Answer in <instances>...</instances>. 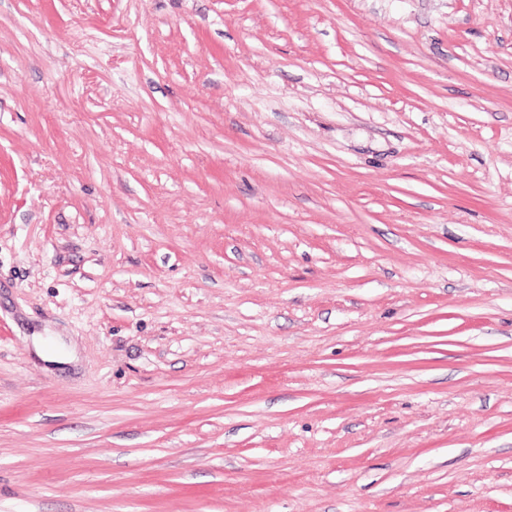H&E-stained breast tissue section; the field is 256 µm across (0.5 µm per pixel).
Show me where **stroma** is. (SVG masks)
<instances>
[{
    "label": "stroma",
    "instance_id": "stroma-1",
    "mask_svg": "<svg viewBox=\"0 0 512 512\" xmlns=\"http://www.w3.org/2000/svg\"><path fill=\"white\" fill-rule=\"evenodd\" d=\"M0 512H512V0H0Z\"/></svg>",
    "mask_w": 512,
    "mask_h": 512
}]
</instances>
